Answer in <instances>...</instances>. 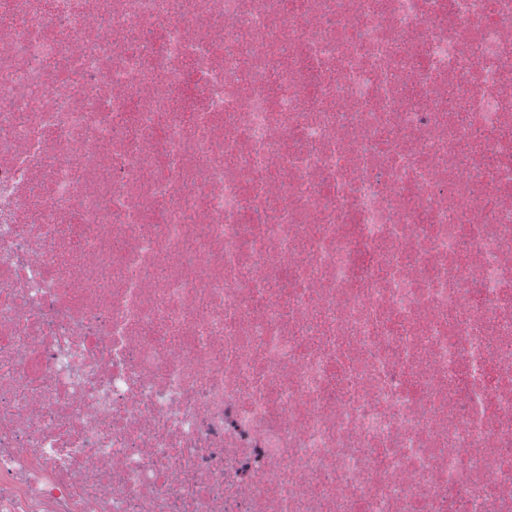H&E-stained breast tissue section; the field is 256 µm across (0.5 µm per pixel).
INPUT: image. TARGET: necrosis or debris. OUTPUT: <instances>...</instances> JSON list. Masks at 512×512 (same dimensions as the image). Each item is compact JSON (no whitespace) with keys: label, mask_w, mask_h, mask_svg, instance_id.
Returning <instances> with one entry per match:
<instances>
[{"label":"necrosis or debris","mask_w":512,"mask_h":512,"mask_svg":"<svg viewBox=\"0 0 512 512\" xmlns=\"http://www.w3.org/2000/svg\"><path fill=\"white\" fill-rule=\"evenodd\" d=\"M0 512H512V0H0Z\"/></svg>","instance_id":"necrosis-or-debris-1"}]
</instances>
